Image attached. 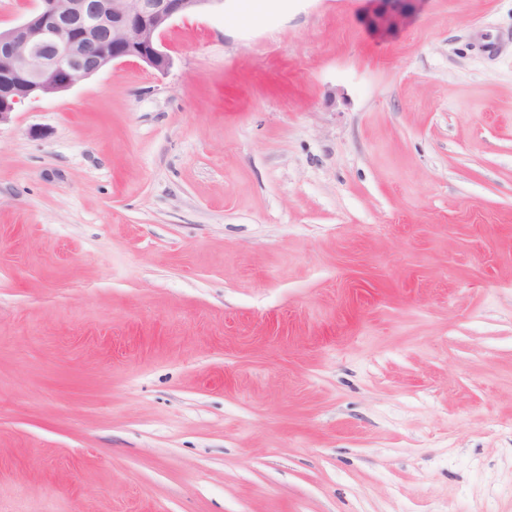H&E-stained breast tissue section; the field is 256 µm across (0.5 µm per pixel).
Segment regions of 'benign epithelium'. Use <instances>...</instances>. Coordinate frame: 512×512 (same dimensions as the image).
Masks as SVG:
<instances>
[{
  "instance_id": "obj_1",
  "label": "benign epithelium",
  "mask_w": 512,
  "mask_h": 512,
  "mask_svg": "<svg viewBox=\"0 0 512 512\" xmlns=\"http://www.w3.org/2000/svg\"><path fill=\"white\" fill-rule=\"evenodd\" d=\"M219 0H36L0 29V123L17 104L65 91L116 61L166 72L162 38L172 21Z\"/></svg>"
}]
</instances>
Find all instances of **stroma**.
I'll use <instances>...</instances> for the list:
<instances>
[{"label":"stroma","mask_w":512,"mask_h":512,"mask_svg":"<svg viewBox=\"0 0 512 512\" xmlns=\"http://www.w3.org/2000/svg\"><path fill=\"white\" fill-rule=\"evenodd\" d=\"M163 45L0 124V512H512V0Z\"/></svg>","instance_id":"35a3bbf8"}]
</instances>
